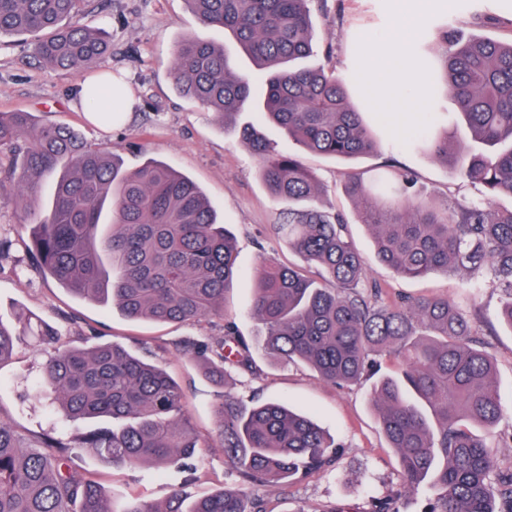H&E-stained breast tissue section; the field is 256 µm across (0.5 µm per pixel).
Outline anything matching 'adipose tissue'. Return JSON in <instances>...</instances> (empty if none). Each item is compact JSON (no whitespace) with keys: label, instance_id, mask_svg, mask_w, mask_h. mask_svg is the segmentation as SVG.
<instances>
[{"label":"adipose tissue","instance_id":"adipose-tissue-1","mask_svg":"<svg viewBox=\"0 0 512 512\" xmlns=\"http://www.w3.org/2000/svg\"><path fill=\"white\" fill-rule=\"evenodd\" d=\"M370 62L362 69L365 91L384 100L387 111L404 116L420 111L425 99L420 96L426 80L422 61L406 42L370 48Z\"/></svg>","mask_w":512,"mask_h":512}]
</instances>
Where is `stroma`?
Listing matches in <instances>:
<instances>
[{
    "mask_svg": "<svg viewBox=\"0 0 512 512\" xmlns=\"http://www.w3.org/2000/svg\"><path fill=\"white\" fill-rule=\"evenodd\" d=\"M403 10L402 0H314L318 51L312 64L347 77L351 70L362 68L364 45L395 39V21ZM103 18L110 23L112 50L101 67L123 76L131 89L135 105L127 122L109 130L90 125L76 101L78 77L39 63L15 36L0 50V112L22 109L34 113L37 121L67 125L87 148L121 158L126 170L154 157L191 177L235 240L238 276L226 294L223 315L190 323L128 319L111 306L69 293L29 263L23 243L29 238L31 217L23 201L15 199V186L7 181L0 191L14 200L0 204V236L11 239L13 246L0 256V319L11 322L16 314H30L59 329L63 344L85 348L114 341L162 365L184 391L186 417L208 439L217 437L214 409L224 395L287 401L327 430L341 454L328 470L264 492L269 512H371L373 498L397 489L399 466L368 401L370 383L333 386L306 366L285 364L260 350L254 353L253 372H230L219 381L207 373L199 358L183 350L192 342L220 340L228 321L244 336H254L249 311L261 256L285 265L299 261L273 231L282 206L260 181L258 160L251 149L211 112L181 97L167 78L175 43L187 34L222 43L237 73L252 74L250 60L223 32L201 27L187 0H91L84 24L94 27ZM445 25L467 35L504 39L512 34V11L503 0H431L413 32L431 37ZM349 98L364 110L365 122L380 141L379 149L370 155L334 160L300 151L274 127H265L264 133L275 152L298 157L317 176L325 190V205L347 215L348 233L369 274L385 282L390 296L441 295L468 313L495 358L503 409L495 434L503 439L512 433V330L498 317L500 292L486 285L464 287L458 274L438 272L423 279H404L382 270L372 236L358 224L356 206L343 190L349 171L395 169L415 175L421 200L438 208L479 200L480 185L460 179L452 165L409 141L415 131L427 126L436 133L455 127V104L443 95L436 107L406 123L391 117L382 124L377 113L367 111V100L357 88H350ZM53 352L52 346L30 336L16 347L12 359L0 365V419L30 439L55 429L56 418L47 402L32 392ZM82 464L117 496L152 503L163 502L178 486L198 497L221 489L225 482L224 453L219 448L207 449L192 475L174 469L112 467L87 454Z\"/></svg>",
    "mask_w": 512,
    "mask_h": 512,
    "instance_id": "stroma-1",
    "label": "stroma"
}]
</instances>
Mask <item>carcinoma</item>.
<instances>
[{
	"mask_svg": "<svg viewBox=\"0 0 512 512\" xmlns=\"http://www.w3.org/2000/svg\"><path fill=\"white\" fill-rule=\"evenodd\" d=\"M89 2L0 0V37L29 36L40 62L79 75L109 48L103 29L78 21ZM186 2L200 25L235 37L256 73L238 74L222 46L186 36L168 78L224 124L255 105L258 124L242 135L259 158L261 181L284 204L274 231L301 260L260 263L251 305L258 347L332 385L373 379L370 400L398 457V496L424 487L428 512H512V471H501L489 443L502 416L494 357L474 339L468 316L446 296L386 299L367 279L345 217L323 208L315 177L263 140L262 124L271 123L305 150L336 159L377 149L346 83L304 64L313 55V0ZM439 42V53L423 59L425 89L432 100L451 96L471 144L458 143L453 131H426L420 142L452 159L462 178L483 187V198L443 212L418 200L414 178L402 172L368 180L353 171L344 189L380 265L408 279L487 268L506 296L501 321L512 329V207L496 205L498 196H512V37L463 36L445 26ZM3 148L14 154L8 178L30 208L39 207L41 180L56 177L51 205L31 224L29 252L68 291L135 320L184 323L224 313L236 273L232 238L189 177L153 158L127 171L114 156L85 149L70 129L24 111L0 112ZM104 214L108 236L99 233ZM32 330L57 342L51 327L0 318V361ZM193 350L215 375L252 370L251 349L232 322L222 340ZM37 393L63 423H99L73 441L55 432L33 445L0 420V512H266L246 487L273 490L336 461L338 444L286 401L226 397L215 408L218 442L201 439L183 414L180 385L113 342L56 347ZM71 448L113 466L190 470L204 449L221 448L233 479L193 501L177 488L161 505L118 498L75 466Z\"/></svg>",
	"mask_w": 512,
	"mask_h": 512,
	"instance_id": "carcinoma-1",
	"label": "carcinoma"
}]
</instances>
